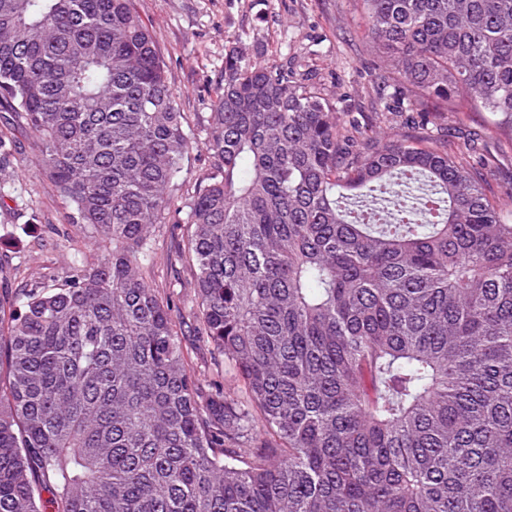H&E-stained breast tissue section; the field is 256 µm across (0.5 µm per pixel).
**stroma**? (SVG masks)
Segmentation results:
<instances>
[{"instance_id":"35a3bbf8","label":"stroma","mask_w":512,"mask_h":512,"mask_svg":"<svg viewBox=\"0 0 512 512\" xmlns=\"http://www.w3.org/2000/svg\"><path fill=\"white\" fill-rule=\"evenodd\" d=\"M166 65L168 80L195 137L183 161L175 193L194 192L210 160L203 146L215 89L224 78L230 49L247 48L258 61L308 76L329 98L355 100L366 121L377 118L372 88L376 58L354 0H133ZM0 131L11 142L0 158V285L21 292L38 281L64 280L76 235L65 215L69 203L54 183L37 174L39 149L26 124L0 103ZM185 212L171 213L152 239L149 283L171 303L185 362L200 386L244 388L235 368L198 336L197 289L184 246Z\"/></svg>"}]
</instances>
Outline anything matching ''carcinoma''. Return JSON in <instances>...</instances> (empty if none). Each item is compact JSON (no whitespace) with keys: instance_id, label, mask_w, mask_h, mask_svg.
I'll use <instances>...</instances> for the list:
<instances>
[{"instance_id":"carcinoma-1","label":"carcinoma","mask_w":512,"mask_h":512,"mask_svg":"<svg viewBox=\"0 0 512 512\" xmlns=\"http://www.w3.org/2000/svg\"><path fill=\"white\" fill-rule=\"evenodd\" d=\"M358 2L413 116L234 48L181 204L193 142L131 0H0V99L82 231L60 286L0 289V512H512V208L427 107L512 144V0ZM181 208L243 399L199 387L142 274ZM447 119L445 121H439L441 123L440 126H438V131L440 132V128L444 129L448 127V134L457 136V137H463L468 134H471L473 136L474 134L483 136L485 132V127L488 126V120H489V114L486 112H466L462 119L460 120V114L456 115L452 112H447ZM454 129H456V132H454ZM459 131H462L463 135L457 134ZM456 133V134H454ZM479 136L477 138H479Z\"/></svg>"}]
</instances>
